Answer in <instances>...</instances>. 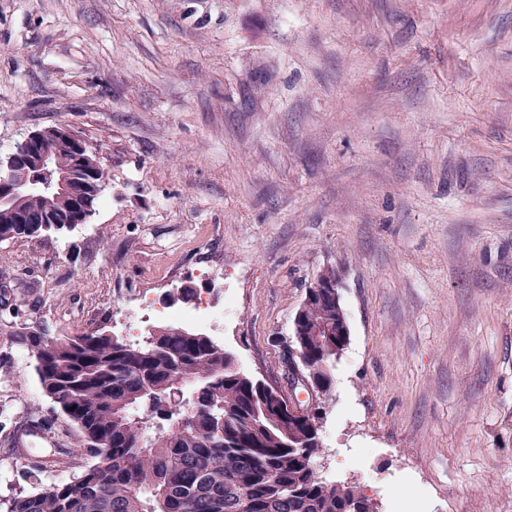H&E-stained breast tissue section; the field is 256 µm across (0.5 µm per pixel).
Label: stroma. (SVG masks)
<instances>
[{
	"mask_svg": "<svg viewBox=\"0 0 512 512\" xmlns=\"http://www.w3.org/2000/svg\"><path fill=\"white\" fill-rule=\"evenodd\" d=\"M63 126L88 223L0 241V500L79 476L19 338L160 309L281 379L305 291L350 340L312 463L379 512H512V0H0V155ZM166 316L176 321H190L198 324L223 323L224 321V313H215L204 307H198L192 311H168Z\"/></svg>",
	"mask_w": 512,
	"mask_h": 512,
	"instance_id": "stroma-1",
	"label": "stroma"
}]
</instances>
